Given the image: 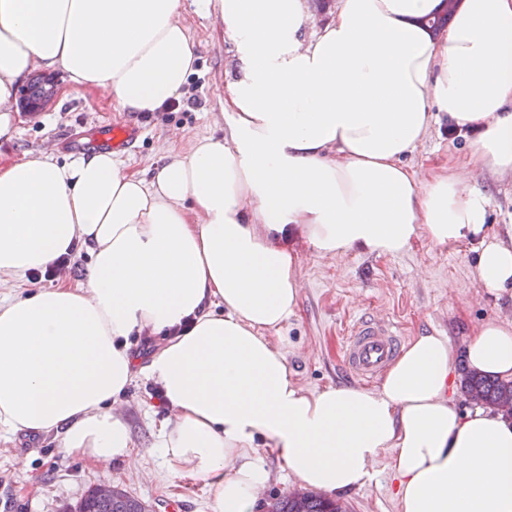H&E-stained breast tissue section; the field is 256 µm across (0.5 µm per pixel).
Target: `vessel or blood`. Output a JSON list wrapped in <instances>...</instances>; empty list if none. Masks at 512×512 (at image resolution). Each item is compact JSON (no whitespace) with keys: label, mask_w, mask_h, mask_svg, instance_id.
I'll use <instances>...</instances> for the list:
<instances>
[{"label":"vessel or blood","mask_w":512,"mask_h":512,"mask_svg":"<svg viewBox=\"0 0 512 512\" xmlns=\"http://www.w3.org/2000/svg\"><path fill=\"white\" fill-rule=\"evenodd\" d=\"M138 135V128L127 125L110 126L104 132L106 141L116 148L130 145ZM401 344L402 332L394 322L360 317L345 339L343 369L350 378L371 380L395 359Z\"/></svg>","instance_id":"vessel-or-blood-1"}]
</instances>
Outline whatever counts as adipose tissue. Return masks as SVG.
I'll return each mask as SVG.
<instances>
[{
    "label": "adipose tissue",
    "mask_w": 512,
    "mask_h": 512,
    "mask_svg": "<svg viewBox=\"0 0 512 512\" xmlns=\"http://www.w3.org/2000/svg\"><path fill=\"white\" fill-rule=\"evenodd\" d=\"M342 0L315 33L306 0H197L233 46L224 135L172 152L152 177L110 152L0 165V275L23 279L69 251L84 283L0 300V428L63 433L97 465L133 455L112 404L130 387L133 334L165 335L144 371L176 410L156 451L206 482L215 512H255L272 449L294 482L363 487L388 454L399 512H512V423L453 401V363L512 379V322L462 348L414 336L378 389L308 393L268 330L296 311L292 233L323 256L397 255L414 238L474 246L475 278L512 292V229L448 166L405 162L441 112L477 130L470 165L512 176V0ZM183 0H0V138L15 136L20 81L63 70L157 112L195 71Z\"/></svg>",
    "instance_id": "1"
}]
</instances>
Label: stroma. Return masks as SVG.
I'll return each instance as SVG.
<instances>
[{"label":"stroma","instance_id":"1","mask_svg":"<svg viewBox=\"0 0 512 512\" xmlns=\"http://www.w3.org/2000/svg\"><path fill=\"white\" fill-rule=\"evenodd\" d=\"M183 19L199 44L200 58L182 97L164 111L144 116L120 111L108 90L74 91L64 73L52 72L54 95L39 111H20L19 132L0 139V161L24 152L58 159L79 156L76 142L99 127L117 123L139 127L133 149L117 155L132 172L162 164L171 149H188L199 138L224 133V89L233 73L226 62L232 45L214 18L196 13L194 0H183ZM476 134L453 129L438 117L425 140L406 161L418 173L441 166H466ZM490 199L488 222L505 232L512 225V178L488 177L477 183ZM290 243L300 252L297 276L299 304L295 314L272 330L273 341L288 360L294 379L306 391L350 385L340 370L341 347L352 324L363 315L393 321L407 336L437 332L461 345L474 327L489 318L512 317V297L495 296L478 287L470 243L441 248L415 239L399 255L353 251L340 259L317 256L300 237ZM156 386L137 374L118 408L138 454L114 459L108 467L66 453L63 434H13L0 430V512H65L90 488L109 482L151 504L155 512H170L180 497L185 512H213L205 482L175 478L153 447L162 422L174 409L155 395ZM397 483L379 459L372 479L344 494L351 512H399Z\"/></svg>","mask_w":512,"mask_h":512}]
</instances>
